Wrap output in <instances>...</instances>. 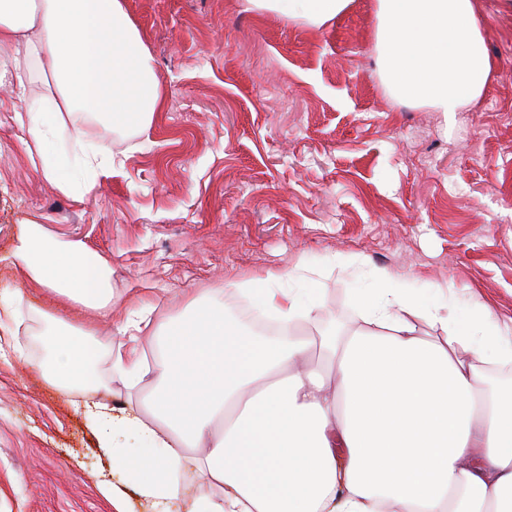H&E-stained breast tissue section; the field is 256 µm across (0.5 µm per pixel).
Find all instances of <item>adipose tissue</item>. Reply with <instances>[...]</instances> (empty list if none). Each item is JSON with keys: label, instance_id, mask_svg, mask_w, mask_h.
I'll return each mask as SVG.
<instances>
[{"label": "adipose tissue", "instance_id": "obj_1", "mask_svg": "<svg viewBox=\"0 0 512 512\" xmlns=\"http://www.w3.org/2000/svg\"><path fill=\"white\" fill-rule=\"evenodd\" d=\"M260 13L320 27L351 0H249ZM375 49L382 85L398 101L443 113L474 106L492 62L474 0H375ZM0 82L45 83V105L15 120L24 150L65 193L90 194L96 170L112 166L106 148H80L69 164L64 114H86L117 131L148 126L163 106L153 56L125 0H0ZM12 257L25 280L63 302L107 313L112 270L84 244L21 225ZM311 268L236 282L285 333H255L228 313L222 290L194 299L163 326L147 362L139 341L152 308L131 311L123 343L108 348L89 329L52 334L36 368L49 380L94 388L111 354L112 371L134 389L153 377L136 412L87 408L89 426L112 451V468L130 476L153 512H173L189 470L211 492L189 512H512V386L492 387L484 369L512 362V319L482 305L441 315L448 286L426 291L382 270L353 302L362 325L324 339L334 366L310 359V341L291 326L319 304L282 288ZM440 325L421 336L416 319Z\"/></svg>", "mask_w": 512, "mask_h": 512}]
</instances>
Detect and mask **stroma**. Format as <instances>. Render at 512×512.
I'll list each match as a JSON object with an SVG mask.
<instances>
[{"label":"stroma","instance_id":"35a3bbf8","mask_svg":"<svg viewBox=\"0 0 512 512\" xmlns=\"http://www.w3.org/2000/svg\"><path fill=\"white\" fill-rule=\"evenodd\" d=\"M154 57L164 104L148 128L115 131L72 114L65 133L111 150V171L83 199L36 171L14 120L26 99L0 86V288L23 292L16 339L0 361V512H149L78 404L126 408L152 390L103 375L96 390L65 388L35 366L48 331L94 326L121 342L129 311L152 305L140 335L214 289L303 262L321 307L296 322L326 365L322 333L358 325L354 289L389 270L445 282L460 311L489 305L512 318V0H477L494 62L470 134L441 113L402 106L378 74L373 0H353L316 29L250 10L247 0H125ZM43 225L112 268L109 316L28 284L11 252L18 227ZM360 257L352 277L328 262ZM114 483L113 497L100 490Z\"/></svg>","mask_w":512,"mask_h":512}]
</instances>
